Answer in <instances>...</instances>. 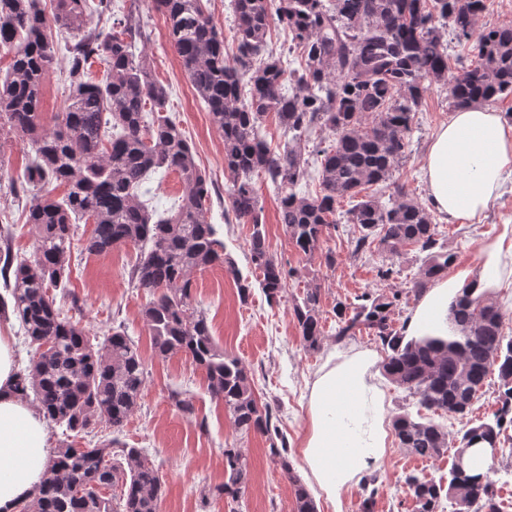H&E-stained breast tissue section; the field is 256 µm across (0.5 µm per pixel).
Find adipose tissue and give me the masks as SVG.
<instances>
[{
  "mask_svg": "<svg viewBox=\"0 0 512 512\" xmlns=\"http://www.w3.org/2000/svg\"><path fill=\"white\" fill-rule=\"evenodd\" d=\"M434 212L448 221L480 220L512 175V125L493 108L476 104L453 112L435 134L423 166ZM512 252L502 241L483 247L476 267L437 280L424 291L405 326L409 337L448 333V305L462 289L492 292ZM19 356L14 338L0 333V507L29 497L50 459L42 415L18 398L14 382ZM373 356L358 352L328 358L318 371L308 399V430L299 453L329 501L387 446L383 394L367 372Z\"/></svg>",
  "mask_w": 512,
  "mask_h": 512,
  "instance_id": "adipose-tissue-1",
  "label": "adipose tissue"
}]
</instances>
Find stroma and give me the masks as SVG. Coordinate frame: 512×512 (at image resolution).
<instances>
[{
    "instance_id": "1",
    "label": "stroma",
    "mask_w": 512,
    "mask_h": 512,
    "mask_svg": "<svg viewBox=\"0 0 512 512\" xmlns=\"http://www.w3.org/2000/svg\"><path fill=\"white\" fill-rule=\"evenodd\" d=\"M147 40L137 49L146 56L155 79L168 90L167 110L192 143L195 160L216 187L206 212L208 223L214 224L217 236L224 243V252L234 262L235 273L212 266L193 275V301L205 311L217 346L238 357L254 382L256 394L268 404L274 424L283 433L288 447V461L293 472L303 478L304 486L316 503L318 512H333L332 505L312 480L298 448L308 427L307 401L311 383L327 358L357 352L375 357L369 375L383 392L386 417L400 410L416 411L413 398L398 389L385 376L382 363L386 353L366 333L335 341L334 321H327L328 334L319 351H306L293 321L292 307L303 291L318 284L323 310H331L336 300L354 299L369 293L388 294L401 291L402 300L392 318L395 328H402L418 298L407 281L415 272L419 253L392 256L381 248L364 254H353L350 241L354 227L339 224L328 242L336 254V265L327 268L322 255L308 258L300 253L285 234L279 222L276 196L263 178H254V187L263 204V221L269 250L283 265L294 268L295 276L280 303L269 304L259 284V273L250 261L249 240L252 227L229 222L224 211L229 206L227 189L230 175L224 168V140L210 115L189 83L178 56L174 53L164 18L150 9H143ZM57 65L44 87L43 117L52 120L63 109L67 98L65 81L66 50L70 39L62 29H54ZM453 108L446 89L432 88L426 97V108L419 113L411 134L410 151L395 172V179L405 183L411 196L419 203H428V189L422 166L426 148L442 123L447 122ZM29 156L18 138L8 128H0V219L12 240L14 252L30 254L34 238L26 222L28 203L25 197L10 190L11 179L21 177ZM183 191L179 174H149L138 194L141 201L158 213L173 211ZM440 244L456 253L455 269L475 267L478 255L487 242L505 238L512 245V177L507 178L503 193L485 218L474 224H455L442 215L432 217ZM87 224H80L73 241L72 272L68 289L74 292L83 308L80 322L89 336L110 335L113 327L124 326L138 344L148 371L146 386L139 406L126 422L122 432L100 426L96 435L118 436L130 448L145 449L150 460L159 467L164 481L163 512H294V489L280 464L270 454L267 436L236 432L221 403L211 399L204 371L188 355L178 353L158 358L151 348L150 331L143 320L142 309L148 299L146 292L133 287L129 272L136 262V251L120 246L112 252L91 255L84 251ZM394 264L401 277L381 281L375 266ZM253 284L248 301H240L236 277ZM178 389L192 398L195 411L187 415L169 400L170 390ZM239 448L250 464V481L235 503L221 498L202 501L201 494L224 481V449ZM456 445L434 459H424L400 448L395 437H388L382 459L369 464L340 492L342 512H358L366 480H374L377 495L373 512H414V503L406 493L404 480L408 474L439 478L447 474Z\"/></svg>"
}]
</instances>
